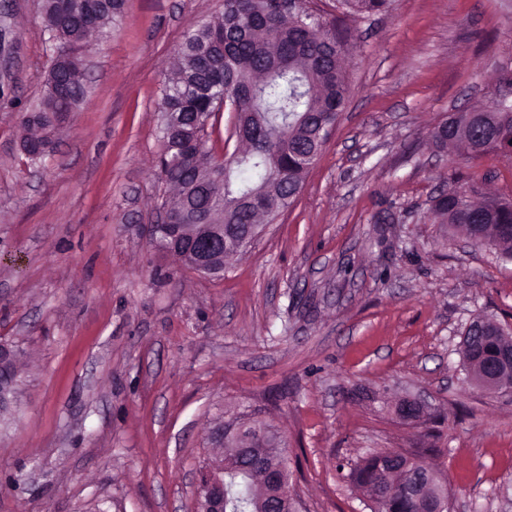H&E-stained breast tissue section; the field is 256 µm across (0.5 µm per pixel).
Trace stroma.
Wrapping results in <instances>:
<instances>
[{"instance_id": "stroma-1", "label": "stroma", "mask_w": 512, "mask_h": 512, "mask_svg": "<svg viewBox=\"0 0 512 512\" xmlns=\"http://www.w3.org/2000/svg\"><path fill=\"white\" fill-rule=\"evenodd\" d=\"M349 99L287 211L221 275L147 235L164 186L158 103L184 34L224 0H126L83 49L88 93L31 164L20 121L54 46L39 0H0V338L23 352L0 424V512H193L225 411L288 440L298 512H371L348 474L429 448L450 512H512V393L466 379L473 318L512 326V262L435 223L449 186L512 200V159L440 150L444 115L512 70V0H389L353 17ZM425 399L420 421L396 414Z\"/></svg>"}]
</instances>
